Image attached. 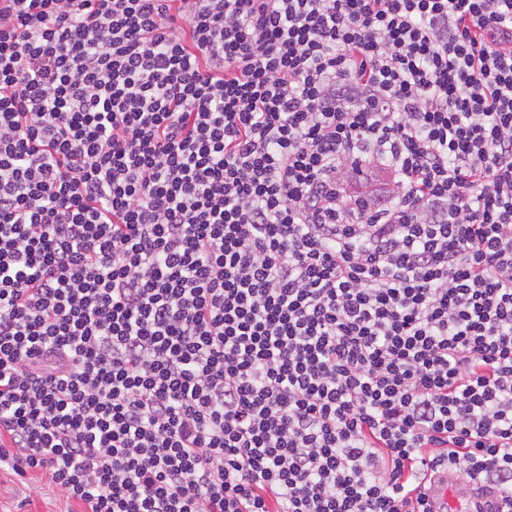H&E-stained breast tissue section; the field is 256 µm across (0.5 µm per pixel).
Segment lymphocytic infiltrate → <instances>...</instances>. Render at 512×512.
<instances>
[{
    "label": "lymphocytic infiltrate",
    "mask_w": 512,
    "mask_h": 512,
    "mask_svg": "<svg viewBox=\"0 0 512 512\" xmlns=\"http://www.w3.org/2000/svg\"><path fill=\"white\" fill-rule=\"evenodd\" d=\"M512 512V0H0V471L81 512ZM434 512H497L501 501L495 490L474 489V485L461 481L448 469L436 474L426 490Z\"/></svg>",
    "instance_id": "1"
}]
</instances>
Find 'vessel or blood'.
Wrapping results in <instances>:
<instances>
[{
    "label": "vessel or blood",
    "mask_w": 512,
    "mask_h": 512,
    "mask_svg": "<svg viewBox=\"0 0 512 512\" xmlns=\"http://www.w3.org/2000/svg\"><path fill=\"white\" fill-rule=\"evenodd\" d=\"M427 495L434 512H498L501 505L497 491L475 489L445 470L433 477Z\"/></svg>",
    "instance_id": "obj_1"
}]
</instances>
